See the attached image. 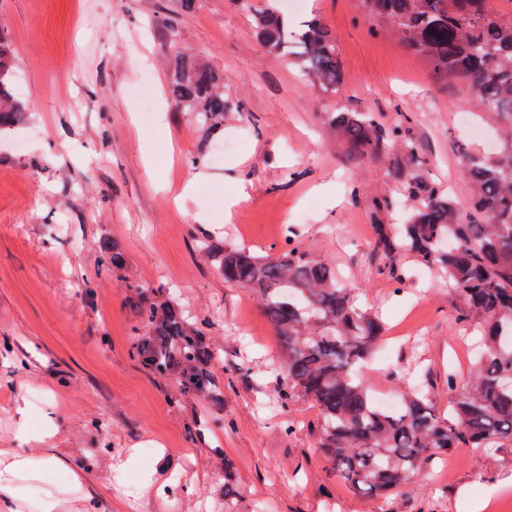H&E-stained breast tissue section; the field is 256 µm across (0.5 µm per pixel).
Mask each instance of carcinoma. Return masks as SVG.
I'll return each mask as SVG.
<instances>
[{
  "mask_svg": "<svg viewBox=\"0 0 512 512\" xmlns=\"http://www.w3.org/2000/svg\"><path fill=\"white\" fill-rule=\"evenodd\" d=\"M371 26L396 37L445 81L463 82L484 111L503 127L493 156L461 154L470 212L457 211L430 176L412 136V120L389 126L364 112H332L329 125L353 162L379 156L397 143L413 212L403 224L375 225L377 253L398 283L416 262L441 273L459 299L456 322L477 333L476 375L465 388L448 372L450 417H439L429 392L415 390L395 412L376 408L362 369L383 339L385 322L356 304L352 289L328 264L313 259L288 231V250L261 255L220 242H201L224 281L251 289L273 326L282 370L269 377L278 402L316 410L310 429L316 448L354 490L387 504L421 463L453 448L481 450L512 441V17L493 0H363ZM256 34L269 52L291 56L314 85L342 90L336 34L319 18L292 21L280 9L254 15ZM16 63L0 34V132L14 128L23 109L15 99ZM169 91L176 104L209 132L224 129L222 76L205 62L175 54ZM136 310L131 352L150 375L172 379L173 403L224 402L214 366L222 357L212 337L163 288L127 287Z\"/></svg>",
  "mask_w": 512,
  "mask_h": 512,
  "instance_id": "carcinoma-1",
  "label": "carcinoma"
}]
</instances>
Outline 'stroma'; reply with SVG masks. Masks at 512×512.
Masks as SVG:
<instances>
[{
	"instance_id": "stroma-1",
	"label": "stroma",
	"mask_w": 512,
	"mask_h": 512,
	"mask_svg": "<svg viewBox=\"0 0 512 512\" xmlns=\"http://www.w3.org/2000/svg\"><path fill=\"white\" fill-rule=\"evenodd\" d=\"M292 16L316 14L335 32L346 86L331 96L305 81L290 58L267 51L238 0H0V33L18 66L15 95L24 121L0 135V480L14 488L12 512H377L349 488L314 447L311 404L280 409L260 377L281 362L274 329L249 290L225 283L199 250L212 239L259 253L285 249L297 225L310 255L346 277L358 303L382 312L399 332L364 373L395 396L414 366L428 371L430 398L448 413V376H470L472 346L455 322L448 282L432 274L395 293L374 253L375 225L403 212L376 213L372 198L404 200L394 176L398 148L358 163L329 113L371 112L383 124L414 117L413 132L438 184L468 211L462 152L489 154L499 143L495 115L465 86L443 84L393 37L372 32L361 0H279ZM166 12L178 25L170 45L151 21ZM224 78V130L213 134L168 94L175 51ZM166 107L164 126L146 136L128 88L142 72ZM483 137L469 135L464 118ZM225 147L224 162L210 158ZM296 177L285 181V170ZM194 190L175 204L186 181ZM243 184L232 214L224 190ZM119 246L123 268L109 270L103 241ZM95 277L93 294L84 280ZM170 291L223 347L216 373L244 375L224 403L201 415L196 441L187 412L170 406L173 382L146 373L131 353L137 316L128 284ZM293 434H285L288 423ZM235 466L225 479L212 449ZM512 444L476 454L455 449L444 463H422L394 495L389 512H476L500 497L512 512Z\"/></svg>"
}]
</instances>
